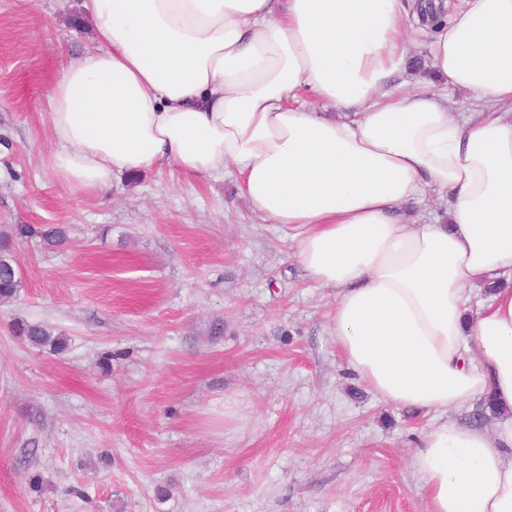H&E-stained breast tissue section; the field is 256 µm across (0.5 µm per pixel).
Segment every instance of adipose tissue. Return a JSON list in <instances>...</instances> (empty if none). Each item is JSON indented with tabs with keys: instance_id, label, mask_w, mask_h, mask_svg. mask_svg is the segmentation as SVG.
Wrapping results in <instances>:
<instances>
[{
	"instance_id": "ef3b65f1",
	"label": "adipose tissue",
	"mask_w": 512,
	"mask_h": 512,
	"mask_svg": "<svg viewBox=\"0 0 512 512\" xmlns=\"http://www.w3.org/2000/svg\"><path fill=\"white\" fill-rule=\"evenodd\" d=\"M82 6L97 45L46 90L56 178L97 193L168 166L233 174L335 290L331 331L362 383L401 408L495 403L492 427L443 421L419 438L427 512H512V0H462L435 32L440 91L395 84L411 0ZM451 89L478 120L452 118ZM304 90L339 115L310 111ZM430 188L446 222L404 209Z\"/></svg>"
}]
</instances>
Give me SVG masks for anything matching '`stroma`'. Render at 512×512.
<instances>
[{
	"instance_id": "1",
	"label": "stroma",
	"mask_w": 512,
	"mask_h": 512,
	"mask_svg": "<svg viewBox=\"0 0 512 512\" xmlns=\"http://www.w3.org/2000/svg\"><path fill=\"white\" fill-rule=\"evenodd\" d=\"M95 44L81 0H0V233L68 230L57 250L11 245L0 512H426L409 458L437 413L347 370L334 291L233 177L166 167L94 194L54 177L45 90ZM18 336H23L31 345L37 347L49 346L56 353L66 350L67 338L62 335L54 336L51 331L40 324L21 323L15 328Z\"/></svg>"
}]
</instances>
